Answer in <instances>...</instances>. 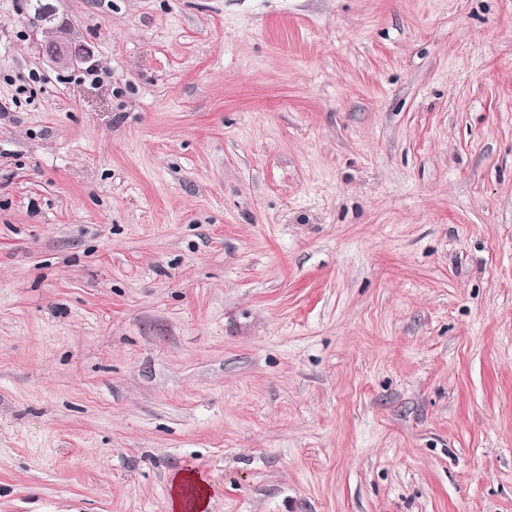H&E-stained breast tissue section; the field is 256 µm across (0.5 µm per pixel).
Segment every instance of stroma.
Instances as JSON below:
<instances>
[{
	"label": "stroma",
	"instance_id": "obj_1",
	"mask_svg": "<svg viewBox=\"0 0 512 512\" xmlns=\"http://www.w3.org/2000/svg\"><path fill=\"white\" fill-rule=\"evenodd\" d=\"M0 0V512H512V0ZM52 30L56 37V51L50 55V61L54 66L67 69L91 58V49L88 46H75L71 32L66 25L55 24ZM185 482H190L196 488L197 495L193 500L186 499ZM171 495L167 503L169 512H202L208 506L210 489L204 478L192 469L181 471L172 477Z\"/></svg>",
	"mask_w": 512,
	"mask_h": 512
}]
</instances>
